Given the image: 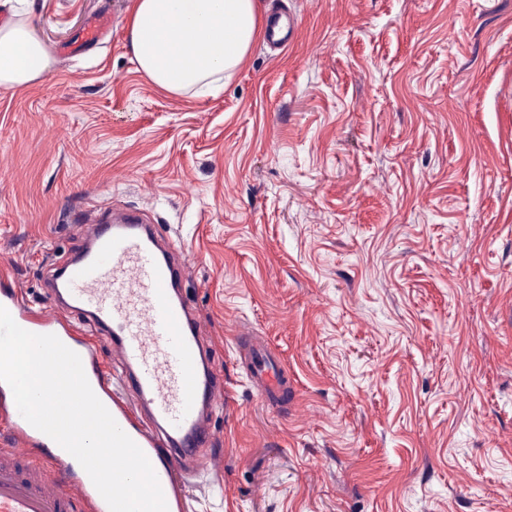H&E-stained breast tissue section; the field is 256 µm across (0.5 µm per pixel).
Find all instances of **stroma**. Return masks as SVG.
I'll return each mask as SVG.
<instances>
[{
  "label": "stroma",
  "instance_id": "stroma-1",
  "mask_svg": "<svg viewBox=\"0 0 512 512\" xmlns=\"http://www.w3.org/2000/svg\"><path fill=\"white\" fill-rule=\"evenodd\" d=\"M128 5L0 6L54 55L0 86V274L45 301L116 207L180 242L224 468L179 512H512V0H263L301 39L205 98L137 71ZM112 26V16L109 14H100L91 19L87 25L85 26L82 37L81 44L78 47H75L69 51L70 54L76 53L79 51V48L82 46L92 45L99 41L101 35L105 30ZM254 382L260 396L270 405H277V398L283 390L285 376L277 366L257 364L252 369Z\"/></svg>",
  "mask_w": 512,
  "mask_h": 512
}]
</instances>
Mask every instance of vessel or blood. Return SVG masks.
<instances>
[{
	"instance_id": "b4317fda",
	"label": "vessel or blood",
	"mask_w": 512,
	"mask_h": 512,
	"mask_svg": "<svg viewBox=\"0 0 512 512\" xmlns=\"http://www.w3.org/2000/svg\"><path fill=\"white\" fill-rule=\"evenodd\" d=\"M111 25L108 14L91 19L82 45L97 43ZM162 239L159 226L123 209L98 225L84 249L51 275V300L92 318L99 328L95 336L77 335L59 317L33 311L22 289L6 277L0 279V306L24 330L55 335L80 356L92 390L152 460L167 508L175 512V475L209 443L206 412L223 401L224 387L209 372L203 327L177 290L186 271L162 248ZM111 362L119 363L140 418L113 399L106 378ZM252 373L260 396L276 404L285 385L283 372L257 364ZM0 420L12 441L11 447L0 448V512H109L70 453H41L44 433L23 418L16 404L0 403Z\"/></svg>"
}]
</instances>
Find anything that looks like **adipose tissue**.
Wrapping results in <instances>:
<instances>
[{"label": "adipose tissue", "instance_id": "1", "mask_svg": "<svg viewBox=\"0 0 512 512\" xmlns=\"http://www.w3.org/2000/svg\"><path fill=\"white\" fill-rule=\"evenodd\" d=\"M261 0H131L126 45L137 71L164 92L206 97L222 88L263 34ZM52 58L27 21L0 25V86L25 87Z\"/></svg>", "mask_w": 512, "mask_h": 512}]
</instances>
